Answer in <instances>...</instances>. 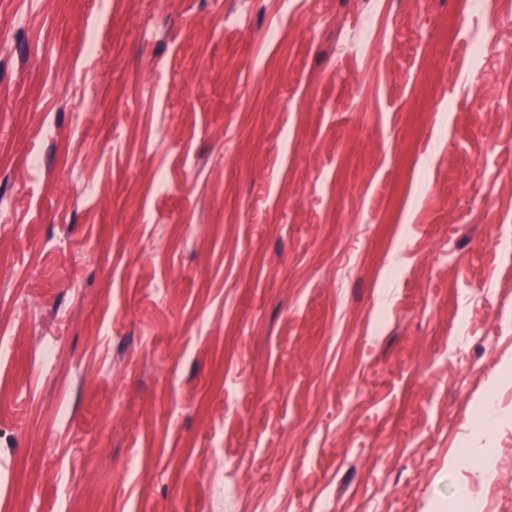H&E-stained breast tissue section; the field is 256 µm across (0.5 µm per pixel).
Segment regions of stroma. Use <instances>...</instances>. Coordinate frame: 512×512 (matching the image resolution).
Returning <instances> with one entry per match:
<instances>
[{
    "mask_svg": "<svg viewBox=\"0 0 512 512\" xmlns=\"http://www.w3.org/2000/svg\"><path fill=\"white\" fill-rule=\"evenodd\" d=\"M461 13L0 0V512H512V0Z\"/></svg>",
    "mask_w": 512,
    "mask_h": 512,
    "instance_id": "stroma-1",
    "label": "stroma"
}]
</instances>
